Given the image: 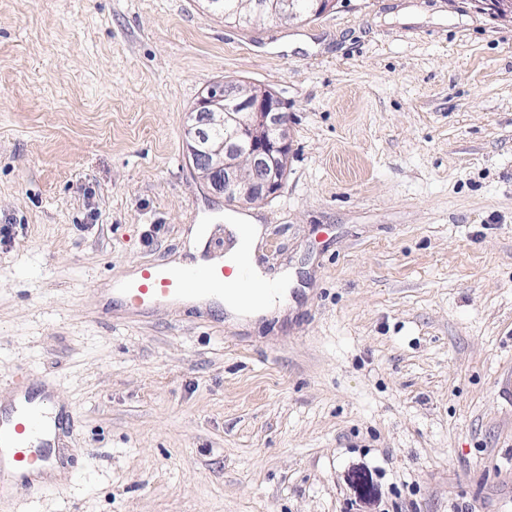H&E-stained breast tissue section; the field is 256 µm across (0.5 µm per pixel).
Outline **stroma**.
I'll return each mask as SVG.
<instances>
[{"label": "stroma", "instance_id": "1", "mask_svg": "<svg viewBox=\"0 0 512 512\" xmlns=\"http://www.w3.org/2000/svg\"><path fill=\"white\" fill-rule=\"evenodd\" d=\"M274 91L277 194L187 156L206 90ZM288 304L133 311L151 264L228 251ZM0 390L73 413L63 481L0 512H512V23L483 0H0ZM224 1V4H223ZM210 0L209 2L217 9H224V21L238 23L239 25L254 26L249 20L245 18V6L242 5L243 1L247 0ZM259 10L268 15H272L274 20L281 22H291L298 20L302 14L297 0H279L272 4L261 1L258 3ZM257 228L252 226L249 235L239 238L235 248L227 255L225 264L235 265L239 269L251 264L253 241L257 235Z\"/></svg>", "mask_w": 512, "mask_h": 512}]
</instances>
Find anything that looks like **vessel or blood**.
<instances>
[{
  "mask_svg": "<svg viewBox=\"0 0 512 512\" xmlns=\"http://www.w3.org/2000/svg\"><path fill=\"white\" fill-rule=\"evenodd\" d=\"M230 274L220 261L202 269L151 265L137 280L121 286L120 292L128 305L148 313L162 305L223 294L224 279ZM68 421L44 399H27L11 411L0 410V492L44 490L40 473L53 467L55 460L35 442L42 434H58Z\"/></svg>",
  "mask_w": 512,
  "mask_h": 512,
  "instance_id": "obj_1",
  "label": "vessel or blood"
}]
</instances>
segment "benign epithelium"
Wrapping results in <instances>:
<instances>
[{"mask_svg": "<svg viewBox=\"0 0 512 512\" xmlns=\"http://www.w3.org/2000/svg\"><path fill=\"white\" fill-rule=\"evenodd\" d=\"M259 10L274 20L291 22L302 11L297 0H265ZM229 128L227 137L218 131ZM186 148L203 179L225 199L254 202L278 192L288 162V117L267 89L229 83L190 113Z\"/></svg>", "mask_w": 512, "mask_h": 512, "instance_id": "7a95c632", "label": "benign epithelium"}]
</instances>
